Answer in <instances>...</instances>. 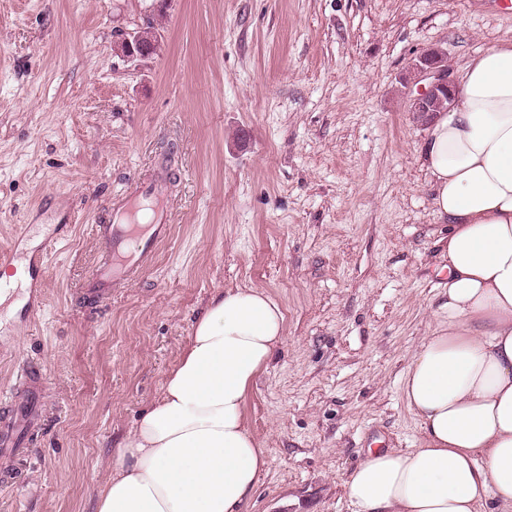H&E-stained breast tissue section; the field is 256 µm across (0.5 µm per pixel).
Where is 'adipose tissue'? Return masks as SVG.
I'll use <instances>...</instances> for the list:
<instances>
[{
    "label": "adipose tissue",
    "mask_w": 512,
    "mask_h": 512,
    "mask_svg": "<svg viewBox=\"0 0 512 512\" xmlns=\"http://www.w3.org/2000/svg\"><path fill=\"white\" fill-rule=\"evenodd\" d=\"M420 158L448 264L436 326L402 376L419 444L369 449L346 494L354 512H512V41L460 70ZM284 335L265 290L219 292L113 452L95 512H245L267 461L244 403Z\"/></svg>",
    "instance_id": "obj_1"
}]
</instances>
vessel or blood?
Here are the masks:
<instances>
[{"label": "vessel or blood", "instance_id": "obj_1", "mask_svg": "<svg viewBox=\"0 0 512 512\" xmlns=\"http://www.w3.org/2000/svg\"><path fill=\"white\" fill-rule=\"evenodd\" d=\"M168 173L159 167L154 177L137 182L112 199V207L98 232L104 244L102 259L88 280L84 295L96 303L113 288L133 281L149 266L158 247L172 230L171 200L167 195ZM30 396L19 406L16 417L0 425V452L10 453L21 436L20 426L34 417L38 408V378L28 368H20Z\"/></svg>", "mask_w": 512, "mask_h": 512}]
</instances>
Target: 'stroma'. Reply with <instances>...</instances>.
Returning a JSON list of instances; mask_svg holds the SVG:
<instances>
[{
  "instance_id": "obj_1",
  "label": "stroma",
  "mask_w": 512,
  "mask_h": 512,
  "mask_svg": "<svg viewBox=\"0 0 512 512\" xmlns=\"http://www.w3.org/2000/svg\"><path fill=\"white\" fill-rule=\"evenodd\" d=\"M150 21L157 55L127 62L122 32ZM511 38L512 0H0V250L47 265L0 308V390L14 356L45 382L0 512H94L114 449L237 284L285 320L245 400L267 455L247 512H353L367 450L418 445L400 378L445 283L402 80L424 47L456 71ZM167 152L172 233L89 308L97 226Z\"/></svg>"
}]
</instances>
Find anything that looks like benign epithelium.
<instances>
[{"label": "benign epithelium", "mask_w": 512, "mask_h": 512, "mask_svg": "<svg viewBox=\"0 0 512 512\" xmlns=\"http://www.w3.org/2000/svg\"><path fill=\"white\" fill-rule=\"evenodd\" d=\"M123 55L129 59L146 54V44L139 34H125L122 46ZM419 84L417 90H408L409 111L425 115L442 109L444 102H453L456 83L448 66L444 52L437 48H426L412 61Z\"/></svg>", "instance_id": "7a95c632"}]
</instances>
